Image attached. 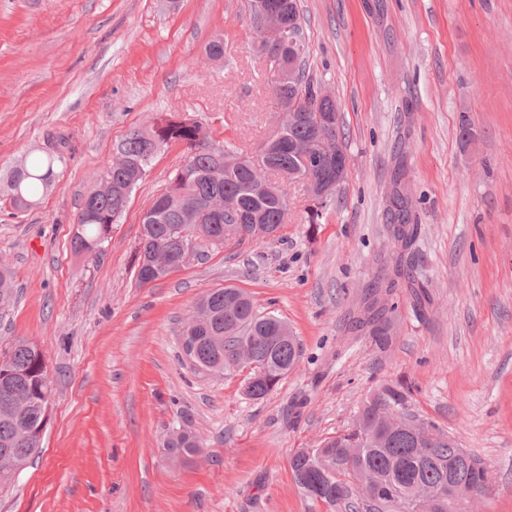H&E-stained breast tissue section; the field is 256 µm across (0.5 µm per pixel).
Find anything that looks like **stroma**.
Masks as SVG:
<instances>
[{
    "label": "stroma",
    "instance_id": "1",
    "mask_svg": "<svg viewBox=\"0 0 512 512\" xmlns=\"http://www.w3.org/2000/svg\"><path fill=\"white\" fill-rule=\"evenodd\" d=\"M301 7L308 65L340 107L344 181L325 205L291 184L275 241L209 246L143 285L141 215L183 147L155 156L93 259L70 245L81 199L126 134L162 114L257 155L278 114L245 0H0V174L58 135L70 142L37 207L0 197V261L16 288L0 305V354L34 343L52 385L41 452L0 488V512H345L308 498L289 459L345 432L398 379L421 420L488 466V494L459 512H512V0ZM400 165L420 234L382 352L349 324L398 256L386 199ZM415 286L431 299L420 314ZM224 287L301 343L264 399L245 395L241 371L203 373L181 356L197 300ZM176 428L200 453L174 456Z\"/></svg>",
    "mask_w": 512,
    "mask_h": 512
}]
</instances>
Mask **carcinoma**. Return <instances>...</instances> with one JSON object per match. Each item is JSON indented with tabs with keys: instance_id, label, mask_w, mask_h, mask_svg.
Instances as JSON below:
<instances>
[{
	"instance_id": "obj_1",
	"label": "carcinoma",
	"mask_w": 512,
	"mask_h": 512,
	"mask_svg": "<svg viewBox=\"0 0 512 512\" xmlns=\"http://www.w3.org/2000/svg\"><path fill=\"white\" fill-rule=\"evenodd\" d=\"M307 43L299 44L298 81L273 89L275 104L290 103L308 94L318 81L307 67ZM316 135L314 121L302 117L286 126L285 136L268 145L261 159L265 171L254 167L251 158L234 166L224 157L232 149L211 139L205 127L190 119L162 117L150 130L134 129L117 146L125 164L108 165L100 182L82 199L76 218L77 228L71 245L77 255L95 257L108 241L112 224L124 212L130 194L148 171L157 154L154 142L184 147V160L175 170L166 189L156 196L141 218V235L136 249L137 279L149 284L163 279L155 270V253L173 265L180 261L190 239L211 245L235 242L241 245L255 240V223L282 226L288 209L286 186L271 176L283 173L293 178H313L327 182L336 177V164L311 170L301 163L298 148ZM69 140L58 137L43 154L28 156L11 168L0 193L14 210L27 212L38 204L35 196L55 185L56 163L64 159ZM230 198L243 214L241 224L231 227L224 213L206 207L213 199ZM387 224L399 249L396 265L403 266L404 253L419 233L413 221L411 201L398 198L387 203ZM379 281L366 293V308L371 312L370 328L362 335L383 351L392 343L394 309L377 306ZM13 276L0 266V302L11 300ZM181 354L192 358L202 370L222 372L233 368L240 351H247L261 365L256 382L247 392L253 400L272 392L301 357L300 345L279 317L257 311L251 297L239 288H217L204 293L180 334ZM0 484H7L25 469L38 454L41 442H28L24 436L42 432L47 408L40 392L47 379L43 355L32 343L19 340L10 352L0 356ZM411 388L402 381L385 383L362 405L353 426L345 433L323 441L312 455L297 453L290 468L305 494L330 506L354 508L360 512H403L402 503L422 494H448V480L469 484L473 497L489 491L488 468L473 455L459 448L453 437L433 427L434 444L421 454L411 436L383 424L390 411L409 414ZM166 447L178 455L192 456L201 444L192 433L174 432Z\"/></svg>"
}]
</instances>
